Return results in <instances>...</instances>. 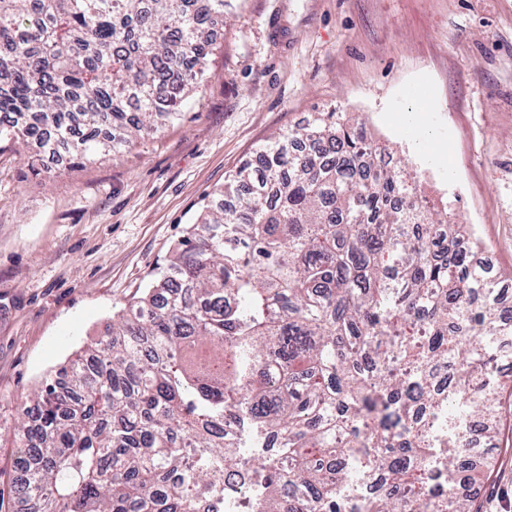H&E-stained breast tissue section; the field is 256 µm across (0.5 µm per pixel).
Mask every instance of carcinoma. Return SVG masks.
Wrapping results in <instances>:
<instances>
[{
    "mask_svg": "<svg viewBox=\"0 0 512 512\" xmlns=\"http://www.w3.org/2000/svg\"><path fill=\"white\" fill-rule=\"evenodd\" d=\"M224 0H0V140L112 154L179 108ZM352 112L277 136L18 420L25 512H480L512 317L471 232ZM231 419L235 432H224ZM483 423L486 453L465 428Z\"/></svg>",
    "mask_w": 512,
    "mask_h": 512,
    "instance_id": "obj_1",
    "label": "carcinoma"
}]
</instances>
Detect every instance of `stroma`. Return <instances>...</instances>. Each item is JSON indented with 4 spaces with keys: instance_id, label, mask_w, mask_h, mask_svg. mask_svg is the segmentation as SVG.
Segmentation results:
<instances>
[{
    "instance_id": "35a3bbf8",
    "label": "stroma",
    "mask_w": 512,
    "mask_h": 512,
    "mask_svg": "<svg viewBox=\"0 0 512 512\" xmlns=\"http://www.w3.org/2000/svg\"><path fill=\"white\" fill-rule=\"evenodd\" d=\"M180 119L121 152L0 145V424L139 297L212 193L317 113L355 112L512 277V0H224ZM480 512H512V374Z\"/></svg>"
}]
</instances>
